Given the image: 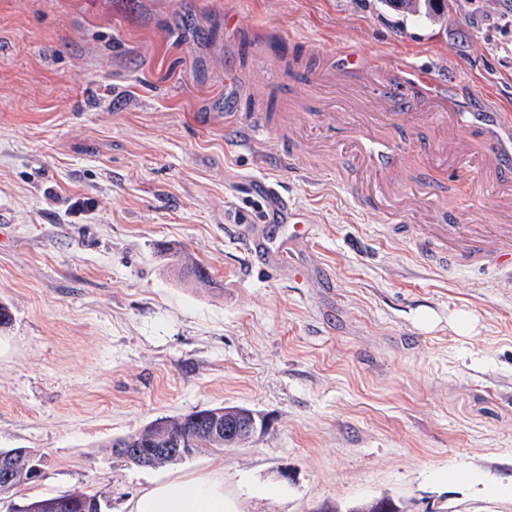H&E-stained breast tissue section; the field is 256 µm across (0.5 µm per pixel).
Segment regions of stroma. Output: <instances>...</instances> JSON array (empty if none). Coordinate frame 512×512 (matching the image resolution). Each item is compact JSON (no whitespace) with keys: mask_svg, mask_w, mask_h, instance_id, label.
<instances>
[{"mask_svg":"<svg viewBox=\"0 0 512 512\" xmlns=\"http://www.w3.org/2000/svg\"><path fill=\"white\" fill-rule=\"evenodd\" d=\"M279 33L512 121V0H451L441 23L377 0H0V448L46 462L0 512L73 491L125 512L154 480L216 469L234 512H512V279L432 268L405 241L417 224L348 199L344 130L287 165L277 125L225 144V93L268 79L237 56ZM410 173L426 191L407 209L437 193L462 235L496 206L476 168ZM259 180L317 229L303 277L249 259L247 232L288 233L256 220ZM222 406L264 425L158 468L110 448Z\"/></svg>","mask_w":512,"mask_h":512,"instance_id":"1","label":"stroma"}]
</instances>
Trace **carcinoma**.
<instances>
[{
  "label": "carcinoma",
  "mask_w": 512,
  "mask_h": 512,
  "mask_svg": "<svg viewBox=\"0 0 512 512\" xmlns=\"http://www.w3.org/2000/svg\"><path fill=\"white\" fill-rule=\"evenodd\" d=\"M385 6L396 14L417 16L431 22L448 17V0H383ZM242 411L240 406H225L192 411L186 414L160 417L145 427L112 441V451L122 456L124 448H143L154 440H175L165 455L157 457L152 467L157 468L190 456L197 448L226 447L224 437L211 435L206 426L208 416L218 412L231 415ZM36 456L28 448L15 449V467L12 471L15 488L30 484L27 462ZM15 512H102L101 498L81 492L26 502L15 508Z\"/></svg>",
  "instance_id": "cac0c4a2"
}]
</instances>
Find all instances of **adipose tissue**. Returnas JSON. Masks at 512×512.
<instances>
[{
	"label": "adipose tissue",
	"instance_id": "ef3b65f1",
	"mask_svg": "<svg viewBox=\"0 0 512 512\" xmlns=\"http://www.w3.org/2000/svg\"><path fill=\"white\" fill-rule=\"evenodd\" d=\"M126 512H231L224 496V478L190 475L154 482L130 498Z\"/></svg>",
	"mask_w": 512,
	"mask_h": 512
}]
</instances>
